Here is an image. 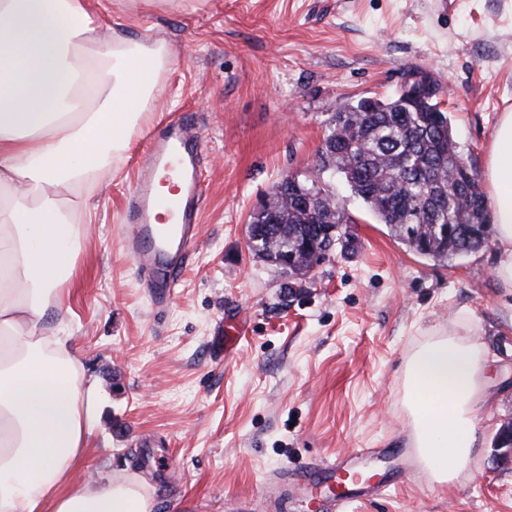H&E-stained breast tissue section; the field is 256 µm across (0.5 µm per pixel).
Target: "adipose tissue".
Listing matches in <instances>:
<instances>
[{
    "label": "adipose tissue",
    "instance_id": "obj_1",
    "mask_svg": "<svg viewBox=\"0 0 512 512\" xmlns=\"http://www.w3.org/2000/svg\"><path fill=\"white\" fill-rule=\"evenodd\" d=\"M88 0H0V512H153L127 475L77 483L100 390L47 311L68 300L84 214L105 165L126 158L168 52L143 37L91 51ZM486 181L494 274L512 288V113H502ZM483 347L455 335L422 343L404 368L413 446L437 483L477 445Z\"/></svg>",
    "mask_w": 512,
    "mask_h": 512
}]
</instances>
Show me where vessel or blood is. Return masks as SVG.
I'll use <instances>...</instances> for the list:
<instances>
[{
	"label": "vessel or blood",
	"mask_w": 512,
	"mask_h": 512,
	"mask_svg": "<svg viewBox=\"0 0 512 512\" xmlns=\"http://www.w3.org/2000/svg\"><path fill=\"white\" fill-rule=\"evenodd\" d=\"M149 150L138 162V178L125 202L126 228L122 246L142 272L147 287L153 288L158 303H167L181 282L200 237V212L204 202L201 154L202 143L194 117L182 114L147 134ZM178 162L181 183L167 205L168 222L158 220L159 202L155 179L170 162ZM367 454L358 448L347 459L323 462L300 471L295 488H313L337 472L354 474Z\"/></svg>",
	"instance_id": "vessel-or-blood-1"
}]
</instances>
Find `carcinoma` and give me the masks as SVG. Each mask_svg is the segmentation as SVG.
<instances>
[{"label": "carcinoma", "mask_w": 512, "mask_h": 512, "mask_svg": "<svg viewBox=\"0 0 512 512\" xmlns=\"http://www.w3.org/2000/svg\"><path fill=\"white\" fill-rule=\"evenodd\" d=\"M434 86V94L419 103L400 94L378 98L377 112L362 118L355 113L359 104L337 103L327 120L318 170L342 174L351 192L404 245L442 262L482 248L490 236V219L480 186L448 191L454 173L448 157L460 151L440 108V83ZM272 201L281 203L288 236L307 233L300 213L289 211L286 196L274 191ZM263 222L254 215L250 246L273 265L278 243L261 237Z\"/></svg>", "instance_id": "1"}]
</instances>
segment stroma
Masks as SVG:
<instances>
[{
	"instance_id": "stroma-1",
	"label": "stroma",
	"mask_w": 512,
	"mask_h": 512,
	"mask_svg": "<svg viewBox=\"0 0 512 512\" xmlns=\"http://www.w3.org/2000/svg\"><path fill=\"white\" fill-rule=\"evenodd\" d=\"M103 41L150 34L175 57L144 124L193 113L206 194L199 245L165 308L120 236L137 137L99 177L88 238L62 310L45 324L101 390L75 477H144L154 512H512V465L494 438L512 419V288L497 242L437 262L377 222L340 174L317 173L337 102L393 97L411 72L439 81L455 141L485 175L512 112V0H90ZM320 180L352 241L302 284L250 248L254 212L285 177ZM489 353L478 448L458 479L414 480L404 367L459 311ZM369 449L378 494L337 506L334 480L292 494L306 465Z\"/></svg>"
}]
</instances>
